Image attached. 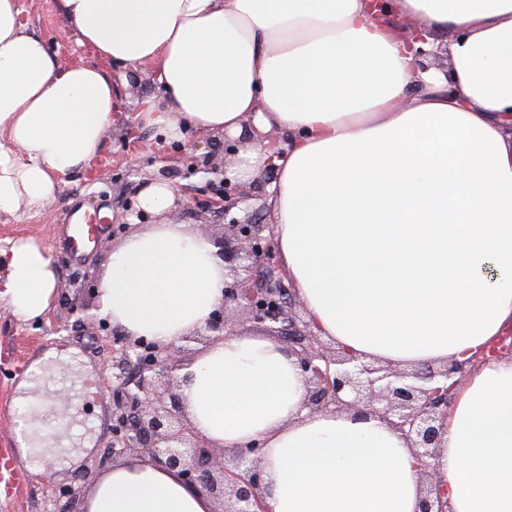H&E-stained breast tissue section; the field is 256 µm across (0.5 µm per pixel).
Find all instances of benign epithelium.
I'll return each mask as SVG.
<instances>
[{
	"mask_svg": "<svg viewBox=\"0 0 512 512\" xmlns=\"http://www.w3.org/2000/svg\"><path fill=\"white\" fill-rule=\"evenodd\" d=\"M207 172L218 176L208 184L215 197L201 210L234 205L231 180L213 164ZM214 238L224 260V300L204 329L207 340L218 342L238 333L226 312L240 308L245 319L279 342L297 358L307 385L306 407L312 413L377 416L397 430L422 460L434 457L446 433L448 403L456 385L479 365L512 357V331L506 329L488 346L470 357L442 365L424 364L410 370L361 361L331 346L316 332L274 245L273 226L240 223L223 225ZM112 342V358L104 365L105 381L113 391V441L97 463L101 469L128 453L178 471L184 482L222 499L220 512H268L262 495L263 447L253 442L227 451L213 447L184 415L177 392V372L184 366L181 349L146 337L116 336L107 317L93 320ZM94 476L87 468L74 483L56 480L52 469L42 475L53 493L55 512H81L75 483ZM428 478L419 512H448V501L426 470Z\"/></svg>",
	"mask_w": 512,
	"mask_h": 512,
	"instance_id": "1",
	"label": "benign epithelium"
}]
</instances>
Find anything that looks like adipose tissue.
<instances>
[{"mask_svg":"<svg viewBox=\"0 0 512 512\" xmlns=\"http://www.w3.org/2000/svg\"><path fill=\"white\" fill-rule=\"evenodd\" d=\"M80 44L137 73L162 105L138 122L165 140L239 135L246 123L288 138L269 205L280 259L320 333L345 349L411 366L463 359L512 323V0H387L399 34L367 0H56ZM448 51V67L427 63ZM117 102L110 74L64 65L0 0V214H39L68 175L99 156ZM176 194L139 188L160 216L115 245L100 313L164 344L205 325L224 296L206 236L164 222ZM59 272L32 239L0 248V304L17 319L55 307ZM52 355L33 362L14 401L21 455L49 447ZM193 426L218 447L263 445L270 512H417L433 467L452 512H512V360L479 366L456 389L430 463L376 417L310 413L295 356L241 334L182 369ZM82 512H214L165 467L129 456L84 489Z\"/></svg>","mask_w":512,"mask_h":512,"instance_id":"obj_1","label":"adipose tissue"}]
</instances>
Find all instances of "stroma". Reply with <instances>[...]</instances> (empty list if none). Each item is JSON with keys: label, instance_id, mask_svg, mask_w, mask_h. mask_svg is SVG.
Masks as SVG:
<instances>
[{"label": "stroma", "instance_id": "stroma-1", "mask_svg": "<svg viewBox=\"0 0 512 512\" xmlns=\"http://www.w3.org/2000/svg\"><path fill=\"white\" fill-rule=\"evenodd\" d=\"M30 30L40 38L47 49L66 65H100V58L78 42L74 29L58 15L54 0H20ZM105 65V64H102ZM114 71V64L105 65ZM119 90L118 115L112 130L104 139L103 151L91 169L69 177L60 195L36 216L0 215V246L7 241L32 238L41 241L51 252L59 270V298L52 314L39 323L15 318L0 305V448H15L13 432V401L29 365L46 353L54 351L76 361L78 377L83 381L80 393L73 399L78 406L71 419L80 434L76 444L58 448L56 454L42 458L32 457L26 469V483L18 490L0 495V512H45L46 489L42 481L44 468H53L57 480H70L72 474L91 464L112 441L113 394L106 389L102 368L109 359L108 350L96 344L97 332L91 322L77 323L70 313L72 304H83L89 314H96V301L80 292L82 277L88 272H101L108 254L103 249L87 250L80 259H72L58 228L68 220L73 205H82L87 212L104 210V222L109 230L118 225L143 221L157 223V216L147 213L136 218L132 210L136 197L132 188L162 179L181 195L189 207L169 213V221L176 224L199 225L200 221L224 224L228 219L238 220L256 216L262 223H272L269 199L279 179V168H261L259 173L240 186L241 197L228 214L206 213L197 217L191 204L208 195V176L196 171V163L213 159L220 164L234 160V153L226 152L223 136L189 133L185 141L160 145L154 130L136 125L133 116L140 101L158 95L153 72L139 74L122 84ZM142 139L147 148L139 154L137 173H129L122 163L125 145Z\"/></svg>", "mask_w": 512, "mask_h": 512}]
</instances>
